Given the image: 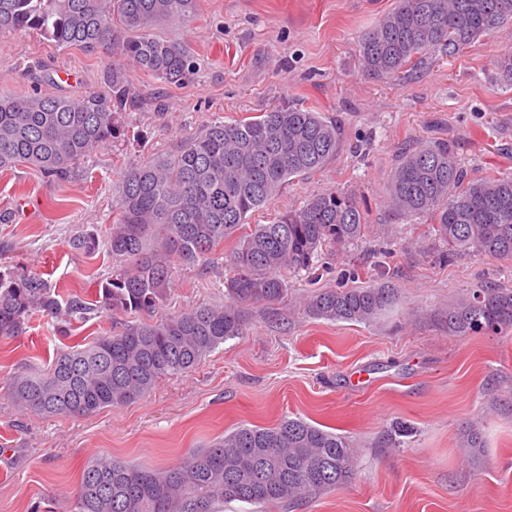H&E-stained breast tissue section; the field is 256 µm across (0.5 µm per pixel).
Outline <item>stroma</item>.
Instances as JSON below:
<instances>
[{
	"label": "stroma",
	"instance_id": "stroma-1",
	"mask_svg": "<svg viewBox=\"0 0 512 512\" xmlns=\"http://www.w3.org/2000/svg\"><path fill=\"white\" fill-rule=\"evenodd\" d=\"M394 4L198 0L188 22L154 29L191 52L195 75L168 83L133 71L144 108L126 113L112 143L71 176L49 177L29 164L0 170V266L88 302L118 263L104 248L74 250L72 239L106 234L124 168L174 151L212 121L284 101L337 120L343 146L321 171L286 182L251 223H270L336 188L360 202L370 225L329 270L289 274L287 296L249 309L243 335L133 403L43 418L7 394L15 376L120 328L123 317L38 313L22 335L0 338V512H69L82 469L96 457L165 469L239 425L273 427L288 416L347 437L359 451L355 479L287 511L233 503L224 512H512V332L455 337L440 319L467 289L512 286V263L477 254L442 262L430 225L407 223L385 204L395 155L409 144L445 140L476 174L512 173V86L491 64L512 45V27L455 55L435 53L404 80L371 78L358 41ZM111 63L34 31L7 35L0 95L102 91ZM228 274L216 263L177 270L161 314L223 303ZM340 282L389 283L396 303L369 323L305 313L304 297ZM475 421L485 439L476 465L461 446L462 426Z\"/></svg>",
	"mask_w": 512,
	"mask_h": 512
}]
</instances>
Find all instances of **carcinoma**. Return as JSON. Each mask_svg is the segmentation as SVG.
I'll list each match as a JSON object with an SVG mask.
<instances>
[{"mask_svg":"<svg viewBox=\"0 0 512 512\" xmlns=\"http://www.w3.org/2000/svg\"><path fill=\"white\" fill-rule=\"evenodd\" d=\"M197 0H0V37L36 30L62 48L108 52L109 90L78 95L0 96V169L33 165L67 176L81 160L112 142L122 115L140 99L124 68L173 83L190 78L196 62L181 45L149 33L163 22H185ZM512 23V0H396L358 47L364 72L401 80L439 50L472 48ZM512 83V47L494 60ZM336 121L294 102L227 123L213 121L175 152L130 164L122 174L116 216L104 240L86 231L72 245L92 253L104 244L123 265L99 285V309L134 314L118 331L56 356L42 372L15 377L9 397L46 417H80L144 397L159 379L195 370L225 340L243 335L246 310L280 301L283 272L299 273L322 255L364 236L355 198L330 188L270 224H248L293 177L320 171L340 151ZM388 205L411 223L431 225L447 246L441 260L470 254L512 259V175L474 176L446 141L400 155L387 186ZM223 261L228 301L200 304L164 317L156 312L176 267ZM387 283L329 287L306 297L320 319L369 322L388 310ZM76 294L60 301L47 281L0 269V337L23 333L36 311L87 314ZM450 336L512 330V288L485 284L448 302ZM467 457L480 460L479 427L462 432ZM356 476V449L336 433L299 418L275 427L240 426L207 448L192 450L165 471L113 458L88 463L70 512H223L233 502L289 508L302 496L345 487Z\"/></svg>","mask_w":512,"mask_h":512,"instance_id":"carcinoma-1","label":"carcinoma"}]
</instances>
